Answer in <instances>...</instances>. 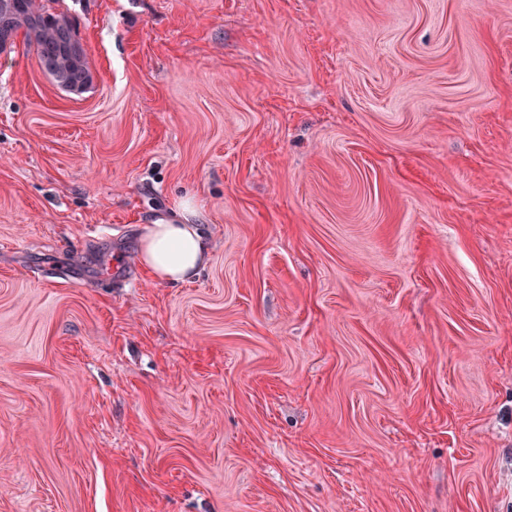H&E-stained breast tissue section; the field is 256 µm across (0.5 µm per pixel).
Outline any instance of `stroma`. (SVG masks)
Segmentation results:
<instances>
[{"label": "stroma", "instance_id": "1", "mask_svg": "<svg viewBox=\"0 0 512 512\" xmlns=\"http://www.w3.org/2000/svg\"><path fill=\"white\" fill-rule=\"evenodd\" d=\"M53 8L86 92L0 54V512H512V0ZM195 225L163 219L147 224L141 238V258L160 280H186L203 265L208 250Z\"/></svg>", "mask_w": 512, "mask_h": 512}]
</instances>
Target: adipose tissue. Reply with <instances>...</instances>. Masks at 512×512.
<instances>
[{
	"label": "adipose tissue",
	"mask_w": 512,
	"mask_h": 512,
	"mask_svg": "<svg viewBox=\"0 0 512 512\" xmlns=\"http://www.w3.org/2000/svg\"><path fill=\"white\" fill-rule=\"evenodd\" d=\"M207 247L192 224L159 220L147 225L141 238V258L160 280L178 282L196 274Z\"/></svg>",
	"instance_id": "ef3b65f1"
}]
</instances>
